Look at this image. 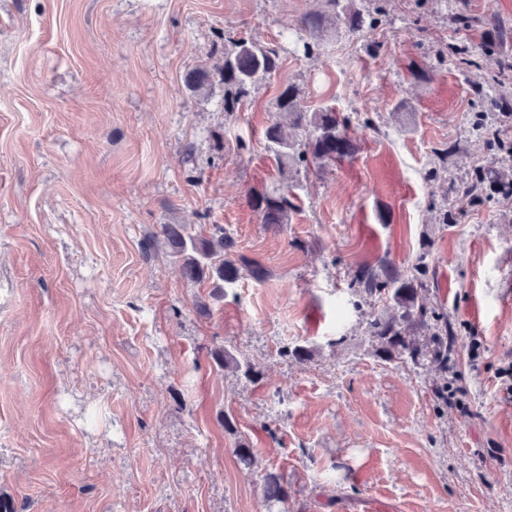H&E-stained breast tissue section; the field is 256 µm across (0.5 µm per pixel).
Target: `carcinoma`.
Segmentation results:
<instances>
[{"label": "carcinoma", "instance_id": "obj_1", "mask_svg": "<svg viewBox=\"0 0 512 512\" xmlns=\"http://www.w3.org/2000/svg\"><path fill=\"white\" fill-rule=\"evenodd\" d=\"M320 6L303 15L299 30L307 35L303 41L304 55L318 51L329 33L342 31L361 36L374 28L385 14L386 0H372L373 8L363 10L355 0H319ZM231 47L212 63L189 72L185 77L188 90L196 95H209L213 89L223 90L224 111L232 112L247 100L256 86L280 67L279 52L251 39L230 40ZM499 54V42H489L481 55L473 54L463 44H450L438 53V62L452 61L464 72L481 65L483 59H494ZM279 110L286 114L300 137L291 139L280 122H273L265 131L266 148L278 164L281 175L288 174V165H300L304 172L322 175L330 165L353 157L356 146L347 134L349 117L334 107L314 111L302 105L299 90L289 84L277 99ZM493 185L502 194H512V180L508 181L495 168H479L471 179L457 189L460 198L470 204L484 200L485 185ZM293 186L283 182L268 190L253 191L251 207L262 215L265 224H287L297 209ZM159 234L169 256L181 263L183 274L191 282L210 285V297H224V287L239 278L240 267L230 258L232 242L224 234V226L212 225L210 235L194 233L187 224H162ZM351 286L369 297L391 293L390 315H376L369 319L367 330L376 342V355L384 360L402 359L418 363L424 356L431 358L441 372L448 371V349L456 343V332L448 314L428 302L429 280L427 266L420 261L414 273L406 275L397 270L390 260L379 259L376 264L361 268L352 278ZM215 364L222 369L244 371L251 379L254 367L240 363L227 349L211 352ZM264 497L274 507L288 501V485L273 472L265 475Z\"/></svg>", "mask_w": 512, "mask_h": 512}]
</instances>
